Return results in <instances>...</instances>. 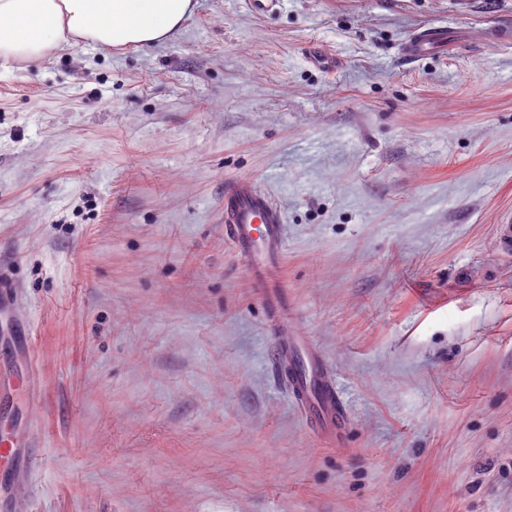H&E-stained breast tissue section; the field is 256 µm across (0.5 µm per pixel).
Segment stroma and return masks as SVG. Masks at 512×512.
I'll use <instances>...</instances> for the list:
<instances>
[{"instance_id":"1","label":"stroma","mask_w":512,"mask_h":512,"mask_svg":"<svg viewBox=\"0 0 512 512\" xmlns=\"http://www.w3.org/2000/svg\"><path fill=\"white\" fill-rule=\"evenodd\" d=\"M240 178L283 214L339 443L224 242ZM511 212L512 0H195L161 43L0 66V374L32 378L0 393L9 512H512ZM448 46V30L443 27L425 28L415 33L406 43L402 57L411 63L426 51H440ZM18 444L14 438L3 437L0 435V494L4 485L11 474L10 470L14 458L17 455Z\"/></svg>"}]
</instances>
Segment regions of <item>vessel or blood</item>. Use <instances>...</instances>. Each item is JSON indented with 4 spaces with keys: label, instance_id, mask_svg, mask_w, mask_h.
Instances as JSON below:
<instances>
[{
    "label": "vessel or blood",
    "instance_id": "b4317fda",
    "mask_svg": "<svg viewBox=\"0 0 512 512\" xmlns=\"http://www.w3.org/2000/svg\"><path fill=\"white\" fill-rule=\"evenodd\" d=\"M448 45L446 28H425L415 33L402 53L413 62L426 51ZM224 237L251 270L272 310L274 365L302 418L330 442L339 441L346 428V409L333 374L322 354L305 336H292L284 315L280 271L285 255V228L281 211L269 194L252 181L239 179L224 190ZM14 438L0 436V488L17 455Z\"/></svg>",
    "mask_w": 512,
    "mask_h": 512
}]
</instances>
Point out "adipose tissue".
Listing matches in <instances>:
<instances>
[{"label": "adipose tissue", "mask_w": 512, "mask_h": 512, "mask_svg": "<svg viewBox=\"0 0 512 512\" xmlns=\"http://www.w3.org/2000/svg\"><path fill=\"white\" fill-rule=\"evenodd\" d=\"M193 8V0H0V60L34 61L81 42L137 50L164 41Z\"/></svg>", "instance_id": "ef3b65f1"}]
</instances>
